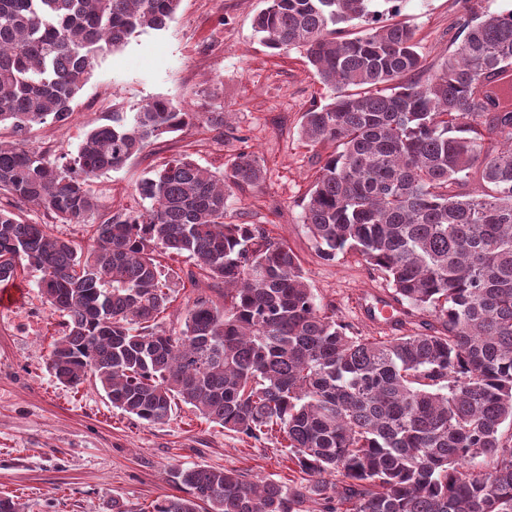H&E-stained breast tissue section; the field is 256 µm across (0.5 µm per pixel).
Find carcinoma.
Returning a JSON list of instances; mask_svg holds the SVG:
<instances>
[{"label": "carcinoma", "mask_w": 512, "mask_h": 512, "mask_svg": "<svg viewBox=\"0 0 512 512\" xmlns=\"http://www.w3.org/2000/svg\"><path fill=\"white\" fill-rule=\"evenodd\" d=\"M180 2L0 0V193L48 219L0 203V281L39 271L65 316L48 369L143 424L184 403L228 432L276 433L306 476L176 468L185 496L154 512H512V82L488 86L512 74V10L462 0L465 36L429 75L414 30L381 23L403 0H265L254 17L330 91L302 114V138L333 147L303 223L322 260L356 254L393 289L398 334L361 336L316 302L287 244L227 221L233 190L263 180L252 152L221 175L174 156L139 184L148 207L98 214L102 175L193 120L224 129V113L156 99L112 111L73 153L29 147L33 126L72 120L104 51L165 29ZM474 172L480 189L463 191ZM96 214L88 245L51 232ZM162 255L200 289L177 331L158 324L177 276Z\"/></svg>", "instance_id": "obj_1"}]
</instances>
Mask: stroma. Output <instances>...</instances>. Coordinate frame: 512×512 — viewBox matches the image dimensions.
I'll use <instances>...</instances> for the list:
<instances>
[{
  "mask_svg": "<svg viewBox=\"0 0 512 512\" xmlns=\"http://www.w3.org/2000/svg\"><path fill=\"white\" fill-rule=\"evenodd\" d=\"M263 0H181L160 31L100 55L90 82L76 96L66 126H37L30 148L75 151L85 134L113 109L134 112L161 98L189 112H220L224 130L201 122L163 136L144 154L93 186L103 213L138 211L137 185L152 167L184 153L223 172L243 151L264 168L259 187L233 193L234 220L263 225L298 255L321 304L364 336L392 330L366 309L373 294H391L388 283L358 256L326 262L317 257L303 222V205L327 154L299 134L303 112L325 103L328 91L299 50L277 53L254 31ZM459 0H404L399 20L416 30L429 69H438L464 34ZM28 269L12 281L18 297L0 310V496L25 512H152L177 494L171 472L199 465L237 470L253 480L301 481L275 438L254 440L205 421L188 405L170 420L145 425L114 407L91 383H60L46 366L61 331Z\"/></svg>",
  "mask_w": 512,
  "mask_h": 512,
  "instance_id": "35a3bbf8",
  "label": "stroma"
}]
</instances>
